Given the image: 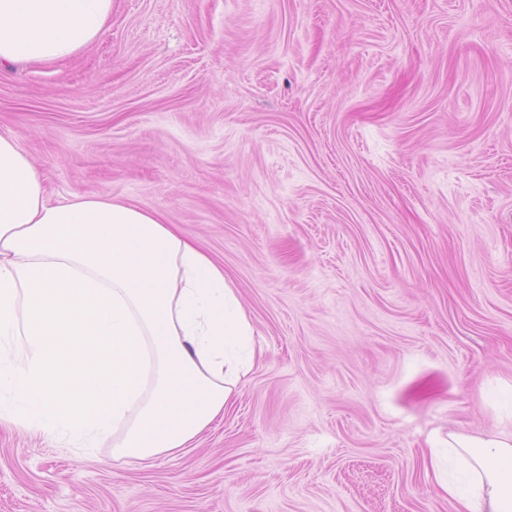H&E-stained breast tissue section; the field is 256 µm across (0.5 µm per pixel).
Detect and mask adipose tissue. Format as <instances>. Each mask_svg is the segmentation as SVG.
Returning <instances> with one entry per match:
<instances>
[{"instance_id":"1","label":"adipose tissue","mask_w":512,"mask_h":512,"mask_svg":"<svg viewBox=\"0 0 512 512\" xmlns=\"http://www.w3.org/2000/svg\"><path fill=\"white\" fill-rule=\"evenodd\" d=\"M112 0H0V67L76 56ZM253 327L224 269L162 215L107 196L48 204L0 135V420L65 448L177 455L224 413ZM454 512H512V429L425 453Z\"/></svg>"}]
</instances>
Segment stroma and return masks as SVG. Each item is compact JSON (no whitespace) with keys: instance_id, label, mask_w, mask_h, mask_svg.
Returning a JSON list of instances; mask_svg holds the SVG:
<instances>
[{"instance_id":"stroma-1","label":"stroma","mask_w":512,"mask_h":512,"mask_svg":"<svg viewBox=\"0 0 512 512\" xmlns=\"http://www.w3.org/2000/svg\"><path fill=\"white\" fill-rule=\"evenodd\" d=\"M0 135L177 226L256 349L176 456L0 425V512H451L428 440L512 384V0H113L0 71Z\"/></svg>"}]
</instances>
